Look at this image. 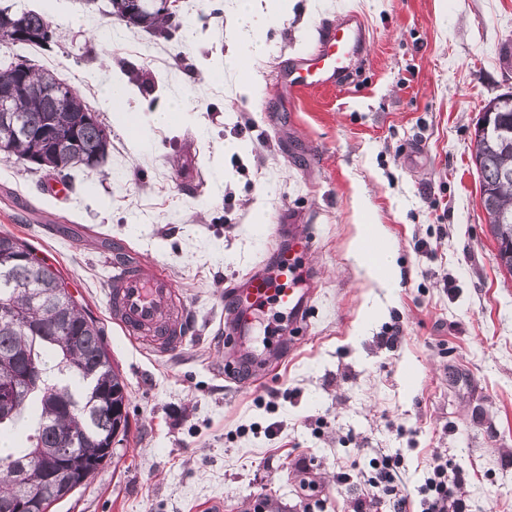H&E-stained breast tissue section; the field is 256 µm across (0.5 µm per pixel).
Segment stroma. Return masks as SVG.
Returning <instances> with one entry per match:
<instances>
[{"instance_id": "obj_1", "label": "stroma", "mask_w": 512, "mask_h": 512, "mask_svg": "<svg viewBox=\"0 0 512 512\" xmlns=\"http://www.w3.org/2000/svg\"><path fill=\"white\" fill-rule=\"evenodd\" d=\"M53 22L50 49H26L74 86L106 126L98 170L52 175L0 158V232L65 278L97 320L126 384L129 433L50 512H388L361 479L386 454L418 505L433 453L463 471L469 512H512V276L497 262L470 144L485 103L512 93V0H293L264 33L249 90L234 71L239 0H178L170 37L102 16L85 0H0ZM356 10L369 44L353 82L281 89L287 58L319 24ZM126 78L148 137L133 142L103 86ZM183 103L176 125L153 110ZM245 143L228 153V140ZM201 172L186 194L179 174ZM266 210L268 224L254 221ZM280 245L311 235V317L297 332L268 303L249 340L224 334L230 288ZM382 225L398 277L379 287L352 253ZM170 272L192 331L160 357L106 308L114 253ZM291 356L261 383L224 378L225 360ZM274 436H267V426Z\"/></svg>"}]
</instances>
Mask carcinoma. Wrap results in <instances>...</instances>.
Masks as SVG:
<instances>
[{"label": "carcinoma", "mask_w": 512, "mask_h": 512, "mask_svg": "<svg viewBox=\"0 0 512 512\" xmlns=\"http://www.w3.org/2000/svg\"><path fill=\"white\" fill-rule=\"evenodd\" d=\"M98 12L113 17L134 12L132 26L149 33L170 35L173 14L154 8L139 9L134 0H107ZM12 26L22 36L16 46H47L54 31L48 18L34 10L0 9V28ZM62 81L58 74L37 69L21 57L0 65V94L11 98L10 112H0V126L15 125L16 134L0 146L6 160L25 164L28 171H57L70 176L75 168L95 169L105 160L110 145L100 121L76 125L90 111L75 91L58 105L52 90ZM494 112L489 128L476 126L471 160L480 174L481 203L486 224L497 243L499 265L512 274V94L489 101ZM51 127L57 140L42 139L26 127ZM38 157L39 165L26 162ZM30 246L0 233V273L10 272L11 284H0V389L18 387L15 412L0 415V440L25 425L26 443L0 458V512H18L19 502L47 512L72 487L49 479L62 452L73 449L96 470L112 455V442L126 437V385L111 363L102 330L79 306L57 270L44 260L28 258ZM28 368L40 371L39 382L22 383Z\"/></svg>", "instance_id": "obj_1"}]
</instances>
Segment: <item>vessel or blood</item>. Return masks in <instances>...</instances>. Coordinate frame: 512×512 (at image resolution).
<instances>
[{
    "instance_id": "b4317fda",
    "label": "vessel or blood",
    "mask_w": 512,
    "mask_h": 512,
    "mask_svg": "<svg viewBox=\"0 0 512 512\" xmlns=\"http://www.w3.org/2000/svg\"><path fill=\"white\" fill-rule=\"evenodd\" d=\"M368 40L366 25L353 11L324 21L312 51L287 60L283 85L292 91L340 86L352 73ZM314 249L312 237H293L286 248L276 249L273 273L256 267L234 288L230 300L235 309L230 322L233 336L244 340L253 334V310L268 299L293 317L297 325L308 320L311 291L299 274V261ZM173 277L140 258L114 260L106 289L110 318L128 336L149 334L157 353L169 355L179 350L191 328L187 308H174Z\"/></svg>"
}]
</instances>
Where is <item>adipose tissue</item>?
Here are the masks:
<instances>
[{"label":"adipose tissue","mask_w":512,"mask_h":512,"mask_svg":"<svg viewBox=\"0 0 512 512\" xmlns=\"http://www.w3.org/2000/svg\"><path fill=\"white\" fill-rule=\"evenodd\" d=\"M293 0H241L238 39L244 49L223 64L207 70L210 80H220L225 70L232 69L241 75L251 74L256 61L264 55L263 30L270 24L287 17ZM103 99L113 117L132 137H139L141 122L138 113L129 104V86L125 80L115 79L104 88Z\"/></svg>","instance_id":"obj_1"}]
</instances>
